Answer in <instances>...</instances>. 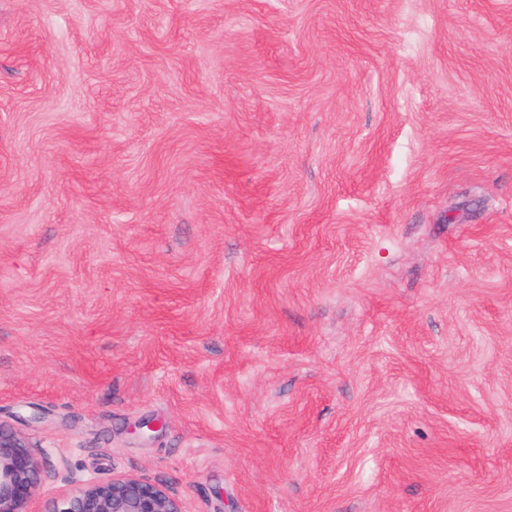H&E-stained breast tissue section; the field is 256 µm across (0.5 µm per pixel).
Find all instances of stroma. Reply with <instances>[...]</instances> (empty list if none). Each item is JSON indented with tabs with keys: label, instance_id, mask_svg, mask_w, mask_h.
<instances>
[{
	"label": "stroma",
	"instance_id": "1",
	"mask_svg": "<svg viewBox=\"0 0 512 512\" xmlns=\"http://www.w3.org/2000/svg\"><path fill=\"white\" fill-rule=\"evenodd\" d=\"M0 419L31 512H512V0H0ZM24 434L0 421V512H28L43 484V469ZM45 512H185L162 486L133 476L95 482L53 501Z\"/></svg>",
	"mask_w": 512,
	"mask_h": 512
}]
</instances>
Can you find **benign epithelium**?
I'll use <instances>...</instances> for the list:
<instances>
[{"instance_id": "1", "label": "benign epithelium", "mask_w": 512, "mask_h": 512, "mask_svg": "<svg viewBox=\"0 0 512 512\" xmlns=\"http://www.w3.org/2000/svg\"><path fill=\"white\" fill-rule=\"evenodd\" d=\"M35 444L0 422V512H28L43 484ZM47 512H184L165 488L133 476L86 485L53 501Z\"/></svg>"}]
</instances>
